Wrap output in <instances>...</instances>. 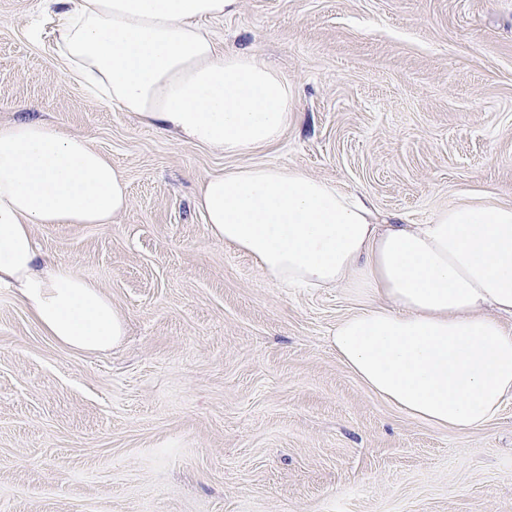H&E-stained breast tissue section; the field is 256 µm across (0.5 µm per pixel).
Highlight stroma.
I'll return each instance as SVG.
<instances>
[{"label": "stroma", "mask_w": 512, "mask_h": 512, "mask_svg": "<svg viewBox=\"0 0 512 512\" xmlns=\"http://www.w3.org/2000/svg\"><path fill=\"white\" fill-rule=\"evenodd\" d=\"M40 2L0 0V124L53 122L123 174L111 223L34 234L126 334L65 349L0 286V512H512V398L475 430L403 414L329 343L355 300L272 281L196 207L203 178L261 163L387 224L512 204V0H239L206 28L282 74L295 119L238 157L66 81Z\"/></svg>", "instance_id": "1"}]
</instances>
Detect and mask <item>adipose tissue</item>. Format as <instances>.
I'll return each instance as SVG.
<instances>
[{"label":"adipose tissue","instance_id":"1","mask_svg":"<svg viewBox=\"0 0 512 512\" xmlns=\"http://www.w3.org/2000/svg\"><path fill=\"white\" fill-rule=\"evenodd\" d=\"M66 80L142 123L225 155L279 141L286 80L227 53L203 28L236 0H43ZM122 173L51 122L0 124V284L62 347L107 350L125 320L95 283L42 260L38 224H108L126 210ZM198 208L209 233L289 288L342 287L359 306L331 344L352 374L412 418L451 429L493 420L512 396V205L460 204L426 224H379L335 183L275 164L212 174Z\"/></svg>","mask_w":512,"mask_h":512}]
</instances>
